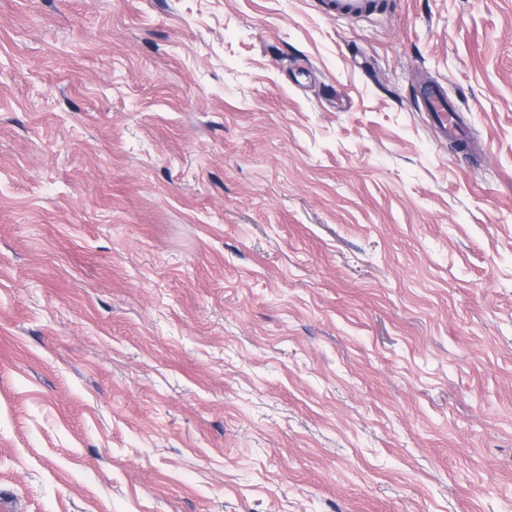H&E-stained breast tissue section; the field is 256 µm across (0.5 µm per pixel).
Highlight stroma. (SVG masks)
<instances>
[{"label": "stroma", "instance_id": "obj_1", "mask_svg": "<svg viewBox=\"0 0 512 512\" xmlns=\"http://www.w3.org/2000/svg\"><path fill=\"white\" fill-rule=\"evenodd\" d=\"M326 3L0 0L11 512H512V0ZM372 0H332L330 10L336 17L357 18L372 9ZM419 89L422 104L442 137L465 139L463 122L458 111L449 103L444 88L437 83H426Z\"/></svg>", "mask_w": 512, "mask_h": 512}]
</instances>
